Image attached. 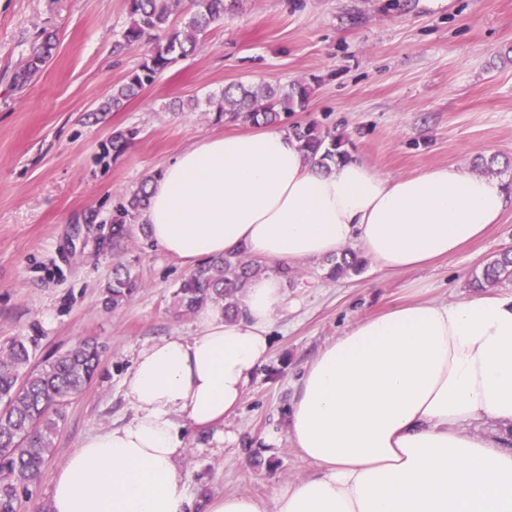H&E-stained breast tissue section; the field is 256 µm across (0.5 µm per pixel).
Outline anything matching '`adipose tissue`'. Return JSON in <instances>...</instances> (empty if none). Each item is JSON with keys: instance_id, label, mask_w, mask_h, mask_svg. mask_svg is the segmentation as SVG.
<instances>
[{"instance_id": "ef3b65f1", "label": "adipose tissue", "mask_w": 512, "mask_h": 512, "mask_svg": "<svg viewBox=\"0 0 512 512\" xmlns=\"http://www.w3.org/2000/svg\"><path fill=\"white\" fill-rule=\"evenodd\" d=\"M148 191L140 221L184 266L238 251L293 266L354 245L385 276L465 251L512 204L511 186L458 165L386 177L351 154L320 168L284 127L187 146ZM286 305L272 270L238 316L208 305L192 335L140 347L123 383L132 417L67 456L51 512H191L183 430L238 409ZM486 422L497 431L469 432ZM288 440L313 474L206 512H512V293L419 295L350 323L301 375Z\"/></svg>"}]
</instances>
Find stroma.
Instances as JSON below:
<instances>
[{"mask_svg":"<svg viewBox=\"0 0 512 512\" xmlns=\"http://www.w3.org/2000/svg\"><path fill=\"white\" fill-rule=\"evenodd\" d=\"M129 23L127 0H0V349L38 339L36 360L92 338L97 377L61 410L53 452L23 512L49 502L57 467L87 434L127 421L123 380L142 344L191 335L192 315L172 305L187 267L132 224L129 251L144 283L121 308H106L112 255L102 242L123 195L159 173L181 149L227 132L206 101L237 83L304 82L296 117L343 135L347 149L384 176L496 158L512 184V0H227L195 53L164 71L118 111L90 113L123 83L148 45L116 54ZM57 36L51 61L24 88L13 86L41 31ZM195 100V110L172 108ZM140 135L119 156L114 130ZM512 248V206L467 250L409 273L372 265L333 280L323 260L297 264L287 307L271 331L269 360L224 442L188 431L180 471L194 512L224 493L265 500L277 484L314 469L287 440L288 407L305 367L360 317L406 300L475 296L470 281L487 259Z\"/></svg>","mask_w":512,"mask_h":512,"instance_id":"35a3bbf8","label":"stroma"}]
</instances>
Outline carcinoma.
<instances>
[{
    "label": "carcinoma",
    "mask_w": 512,
    "mask_h": 512,
    "mask_svg": "<svg viewBox=\"0 0 512 512\" xmlns=\"http://www.w3.org/2000/svg\"><path fill=\"white\" fill-rule=\"evenodd\" d=\"M180 5L181 0H128L130 22L115 47L131 48L147 39L151 49L97 111L123 108L127 100L153 84L160 73L194 51L209 28L224 20L226 12L225 0H192L188 20L176 27L172 16ZM55 49V35L44 34L41 42L32 47L24 68L15 73L14 84L26 85L46 66ZM308 95V86L303 82L283 87L237 85L224 88L220 96L208 99L207 105L217 121L287 127L312 162L328 169L347 156L342 139L314 122L289 121L295 112L305 108ZM139 134L136 127L112 132V155L123 153ZM147 202L144 181L116 207L107 241L110 252L118 256L128 253L130 224ZM329 264V276L335 278L358 270L363 260L346 251L329 259ZM266 269V265L242 253L205 260L173 290V303L183 314L212 304L224 308L225 316L234 317L248 283ZM508 278H512L511 249L489 259L473 285L485 288ZM142 287L137 259L119 260L113 264L112 277L104 289V304L112 309L122 307ZM36 343L35 336L14 339L0 351V512H17L21 496L29 494L51 456L61 408L85 391L100 363L98 344L84 340L36 364Z\"/></svg>",
    "instance_id": "obj_1"
}]
</instances>
